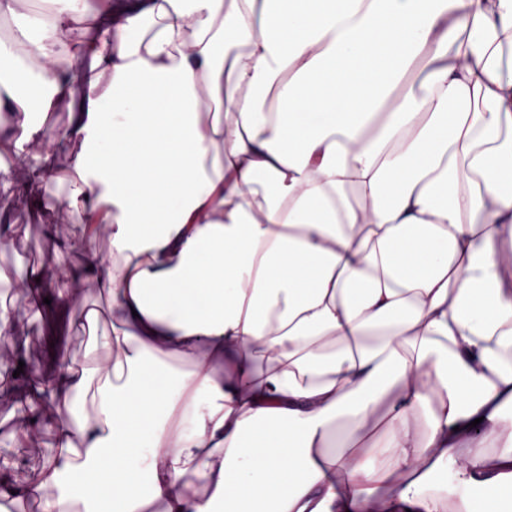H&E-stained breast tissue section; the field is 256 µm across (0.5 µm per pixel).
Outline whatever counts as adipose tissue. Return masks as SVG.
<instances>
[{
	"label": "adipose tissue",
	"instance_id": "ef3b65f1",
	"mask_svg": "<svg viewBox=\"0 0 512 512\" xmlns=\"http://www.w3.org/2000/svg\"><path fill=\"white\" fill-rule=\"evenodd\" d=\"M0 17V186L2 156L25 158L35 195L67 185L57 256L112 248L0 304L13 347L78 280L111 301L82 311L101 362L56 355L9 388L0 435L57 444L18 486L0 461V512H499L476 495L512 498V0ZM60 104L44 138L34 116ZM450 469L470 495L449 498Z\"/></svg>",
	"mask_w": 512,
	"mask_h": 512
}]
</instances>
